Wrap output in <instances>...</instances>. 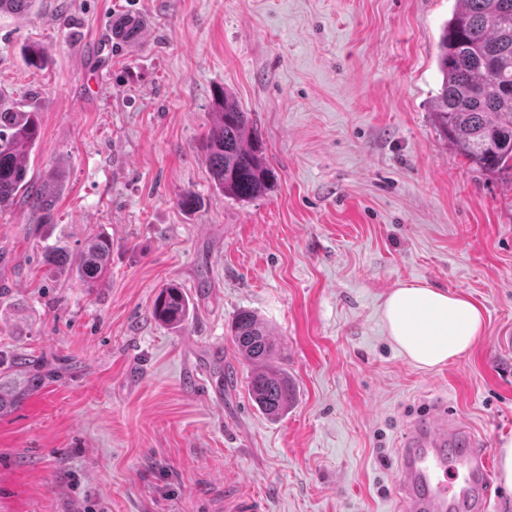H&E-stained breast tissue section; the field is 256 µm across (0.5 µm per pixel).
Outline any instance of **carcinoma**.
Listing matches in <instances>:
<instances>
[{
    "instance_id": "1",
    "label": "carcinoma",
    "mask_w": 512,
    "mask_h": 512,
    "mask_svg": "<svg viewBox=\"0 0 512 512\" xmlns=\"http://www.w3.org/2000/svg\"><path fill=\"white\" fill-rule=\"evenodd\" d=\"M36 0H0V13L32 11ZM141 20L120 16L112 35L136 40ZM436 63L442 75L431 106L434 126L469 164L490 178L512 179V0H456L442 30ZM38 113L0 106V206L23 196L52 220L58 180L36 187L28 179V159L39 139ZM202 149L215 187L225 196L249 201L270 189L271 170L262 154V141L251 113L234 96L217 99L213 119L202 137ZM112 241L101 233L89 236L73 260L76 282L88 289L105 288L111 276ZM189 301L176 286L165 288L153 306L155 318L173 328L188 320ZM235 345L254 371L249 395L269 417L288 411L295 389L288 375L270 366L276 344L268 327L248 310L240 311L231 326ZM11 379L0 378V414L16 409L37 390L44 376L27 358L16 362Z\"/></svg>"
}]
</instances>
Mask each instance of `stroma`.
<instances>
[{
	"label": "stroma",
	"mask_w": 512,
	"mask_h": 512,
	"mask_svg": "<svg viewBox=\"0 0 512 512\" xmlns=\"http://www.w3.org/2000/svg\"><path fill=\"white\" fill-rule=\"evenodd\" d=\"M454 7L37 0L0 14V100L40 114L29 175L63 176L51 223L0 207V376L21 354L67 366L0 417V512H212L228 483L267 512H399V442L424 407L446 404L494 450L512 436V181L431 119ZM124 15L144 21L136 41L112 35ZM32 44L42 69L25 64ZM220 88L275 174L248 202L215 189L199 147ZM98 231L107 287L47 265ZM409 282L481 307L466 355L423 370L389 341L380 305ZM171 283L191 304L180 328L152 316ZM243 309L296 385L275 419L231 335Z\"/></svg>",
	"instance_id": "1"
}]
</instances>
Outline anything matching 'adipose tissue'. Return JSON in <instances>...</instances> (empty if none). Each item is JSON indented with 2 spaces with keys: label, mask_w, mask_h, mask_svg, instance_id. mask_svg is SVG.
Segmentation results:
<instances>
[{
  "label": "adipose tissue",
  "mask_w": 512,
  "mask_h": 512,
  "mask_svg": "<svg viewBox=\"0 0 512 512\" xmlns=\"http://www.w3.org/2000/svg\"><path fill=\"white\" fill-rule=\"evenodd\" d=\"M386 336L414 366L432 369L467 354L484 319L472 300L420 283H403L381 309Z\"/></svg>",
  "instance_id": "ef3b65f1"
}]
</instances>
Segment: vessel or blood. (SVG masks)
Listing matches in <instances>:
<instances>
[{
    "label": "vessel or blood",
    "mask_w": 512,
    "mask_h": 512,
    "mask_svg": "<svg viewBox=\"0 0 512 512\" xmlns=\"http://www.w3.org/2000/svg\"><path fill=\"white\" fill-rule=\"evenodd\" d=\"M396 471L400 512H490L492 455L447 408L412 422ZM223 512H267L263 496L228 489Z\"/></svg>",
    "instance_id": "b4317fda"
}]
</instances>
